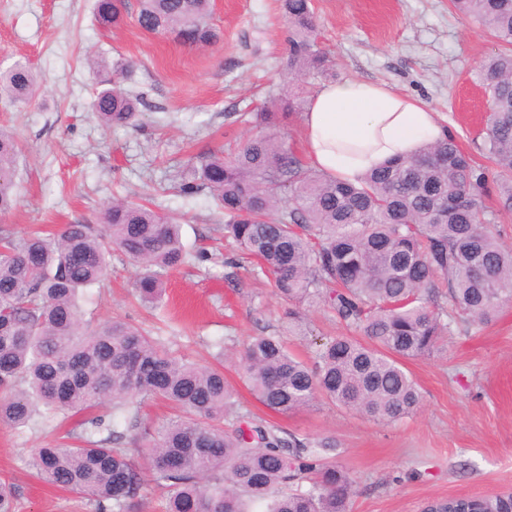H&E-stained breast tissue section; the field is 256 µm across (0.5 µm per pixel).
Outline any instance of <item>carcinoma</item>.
<instances>
[{"mask_svg": "<svg viewBox=\"0 0 512 512\" xmlns=\"http://www.w3.org/2000/svg\"><path fill=\"white\" fill-rule=\"evenodd\" d=\"M461 16L492 35L502 50L481 69L490 113L484 148L493 169L476 164L445 137L396 159L358 183L307 165L278 133L302 110L292 94L254 114L266 132L229 153L195 156L178 186L207 193L224 214V239L271 278L290 304L288 335H306L302 310L322 306L348 334L299 359L280 335L244 345L246 386L269 411L288 416L325 399L382 424L413 414L421 393L404 361L429 356L450 336L472 335L512 305V246L497 220L512 213V0H451ZM288 21V73L336 76L318 47L311 0H282ZM211 0H137L136 21L198 48L218 44ZM129 15L128 0H96L94 20L110 32ZM98 81L92 112L105 129H138L148 103L123 87L128 61L90 57ZM38 78L17 62L0 72V97L22 105ZM19 143L0 127V214L17 202ZM496 176L498 209L479 193ZM95 230L67 224L56 235L15 237L0 230V425L50 426L102 408L81 430L31 450L27 466L41 481L81 495L95 512H135L143 479L167 490L164 512H348L353 480L336 464L332 437L300 438L241 412L223 368L176 356L166 343L119 319L84 320L80 293L100 284L112 252L139 268L134 292L163 305L168 273L193 259L181 224L148 205L115 198ZM162 399L176 409L161 425L141 428L140 410ZM483 512H512V494L477 496ZM12 483L0 480V512H16Z\"/></svg>", "mask_w": 512, "mask_h": 512, "instance_id": "1", "label": "carcinoma"}]
</instances>
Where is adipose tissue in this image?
<instances>
[{"label": "adipose tissue", "instance_id": "adipose-tissue-1", "mask_svg": "<svg viewBox=\"0 0 512 512\" xmlns=\"http://www.w3.org/2000/svg\"><path fill=\"white\" fill-rule=\"evenodd\" d=\"M311 165L347 182L396 157H410L446 129L436 112L387 85L361 79L324 84L303 114Z\"/></svg>", "mask_w": 512, "mask_h": 512}]
</instances>
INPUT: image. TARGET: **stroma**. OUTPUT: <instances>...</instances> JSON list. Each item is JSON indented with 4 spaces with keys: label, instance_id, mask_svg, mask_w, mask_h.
<instances>
[{
    "label": "stroma",
    "instance_id": "1",
    "mask_svg": "<svg viewBox=\"0 0 512 512\" xmlns=\"http://www.w3.org/2000/svg\"><path fill=\"white\" fill-rule=\"evenodd\" d=\"M318 43L338 78L386 84L437 112L460 147L481 158L486 119L479 73L500 46L455 13L449 0H312ZM94 0H0V69L26 60L39 79L27 104L0 101V124L17 136L18 200L0 228L22 236L98 224L112 197L152 201L182 217L189 246L213 261L167 277L165 305L138 303L137 268L114 254L104 282L82 306L101 323L118 318L153 330L171 350L208 362L216 342L281 327L288 303L265 277L228 269L233 252L209 197L173 187L192 156L258 134L252 112L268 96H287L288 26L280 0H212L211 23L222 41L200 49L148 33L135 19L101 32ZM123 58L133 68L124 86L145 93L143 127L102 129L92 112L95 84L84 57ZM307 340L292 350L310 360L316 344L345 328L321 308L306 316ZM422 395L419 410L384 425L325 401L286 417L269 413L244 386L237 358L224 374L244 409L301 437L331 436L337 463L355 481L349 512H422L434 499L512 492V307L471 338L449 337L442 352L407 361ZM50 431L0 426V477L13 483L18 512H83L77 495L38 480L25 465Z\"/></svg>",
    "mask_w": 512,
    "mask_h": 512
}]
</instances>
